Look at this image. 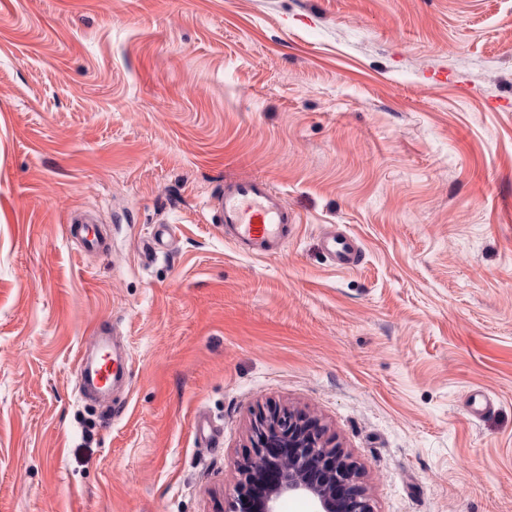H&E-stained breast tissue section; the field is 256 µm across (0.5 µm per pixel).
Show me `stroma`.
<instances>
[{
  "instance_id": "obj_1",
  "label": "stroma",
  "mask_w": 512,
  "mask_h": 512,
  "mask_svg": "<svg viewBox=\"0 0 512 512\" xmlns=\"http://www.w3.org/2000/svg\"><path fill=\"white\" fill-rule=\"evenodd\" d=\"M250 177L296 218L271 257L212 222ZM268 408L374 512H512V0H0V512H231ZM88 224L89 221L82 216L73 218L68 225L70 236L82 241L85 252L102 251L105 246L101 236L93 232ZM322 242L326 254L337 269H352L360 264L362 252L356 240L347 233L332 229L325 234ZM102 323L97 324L90 337L92 353L97 356L94 363L89 362L86 353L78 354L76 368L80 374L83 387L93 386L107 391L122 383L127 376V357L122 356L119 346L110 341Z\"/></svg>"
}]
</instances>
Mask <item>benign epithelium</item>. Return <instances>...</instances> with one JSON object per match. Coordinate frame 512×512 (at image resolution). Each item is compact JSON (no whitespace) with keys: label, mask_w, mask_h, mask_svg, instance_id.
I'll return each instance as SVG.
<instances>
[{"label":"benign epithelium","mask_w":512,"mask_h":512,"mask_svg":"<svg viewBox=\"0 0 512 512\" xmlns=\"http://www.w3.org/2000/svg\"><path fill=\"white\" fill-rule=\"evenodd\" d=\"M253 433V454L236 463L233 512H279L286 498L307 500L312 512H373L356 462L328 447L315 420L292 410L261 412Z\"/></svg>","instance_id":"1"}]
</instances>
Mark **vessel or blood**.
Returning a JSON list of instances; mask_svg holds the SVG:
<instances>
[{
    "instance_id": "obj_1",
    "label": "vessel or blood",
    "mask_w": 512,
    "mask_h": 512,
    "mask_svg": "<svg viewBox=\"0 0 512 512\" xmlns=\"http://www.w3.org/2000/svg\"><path fill=\"white\" fill-rule=\"evenodd\" d=\"M216 214L218 223L224 226L225 242L239 252L257 257L277 254L296 222L280 194L267 179L260 177L225 182ZM68 231L70 236L81 240L84 251L103 250L101 236L91 230L86 218H73ZM322 242L336 268L352 269L360 264L362 252L347 233L330 230ZM90 347L96 355L95 361H88L83 354L76 359L83 386L106 391L122 383L127 376V359L120 347L112 345L103 325L94 327Z\"/></svg>"
}]
</instances>
